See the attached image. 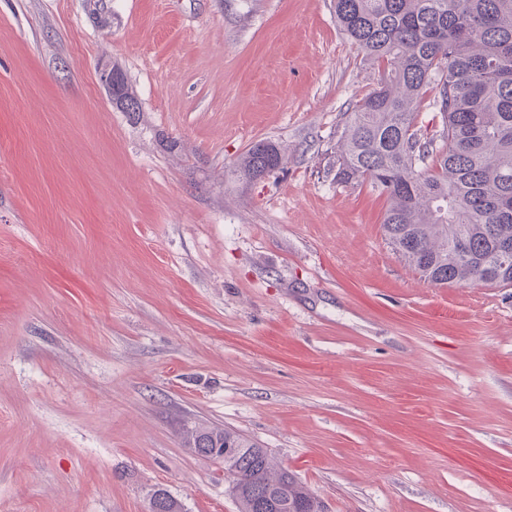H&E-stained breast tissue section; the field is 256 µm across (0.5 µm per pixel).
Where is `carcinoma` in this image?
Listing matches in <instances>:
<instances>
[{
	"mask_svg": "<svg viewBox=\"0 0 512 512\" xmlns=\"http://www.w3.org/2000/svg\"><path fill=\"white\" fill-rule=\"evenodd\" d=\"M336 22L379 71L337 146V180L367 182L389 202L382 231L392 250L441 286L512 283V0H334ZM440 129L418 125L421 104ZM283 156L253 146L237 172L257 181ZM188 447L224 464L239 512H261L274 487L284 512H323L268 451L237 432L196 427ZM150 512H180L157 490Z\"/></svg>",
	"mask_w": 512,
	"mask_h": 512,
	"instance_id": "1",
	"label": "carcinoma"
}]
</instances>
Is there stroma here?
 Listing matches in <instances>:
<instances>
[{"mask_svg": "<svg viewBox=\"0 0 512 512\" xmlns=\"http://www.w3.org/2000/svg\"><path fill=\"white\" fill-rule=\"evenodd\" d=\"M106 4L0 0V512H239L198 425L326 512H512V286L425 281L337 182L379 73L334 0ZM282 159L283 156L275 145L260 143L248 151L235 171L246 180L257 181L279 169Z\"/></svg>", "mask_w": 512, "mask_h": 512, "instance_id": "obj_1", "label": "stroma"}]
</instances>
